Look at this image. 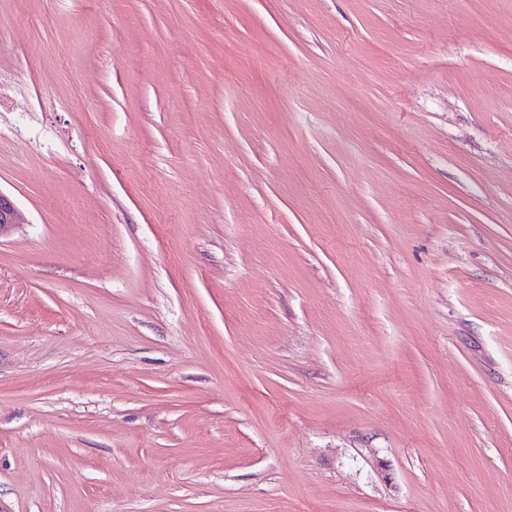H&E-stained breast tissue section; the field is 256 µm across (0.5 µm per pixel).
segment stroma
Wrapping results in <instances>:
<instances>
[{
	"label": "stroma",
	"instance_id": "35a3bbf8",
	"mask_svg": "<svg viewBox=\"0 0 512 512\" xmlns=\"http://www.w3.org/2000/svg\"><path fill=\"white\" fill-rule=\"evenodd\" d=\"M0 512H512V0H0ZM23 223V217L15 203L0 192V237Z\"/></svg>",
	"mask_w": 512,
	"mask_h": 512
}]
</instances>
